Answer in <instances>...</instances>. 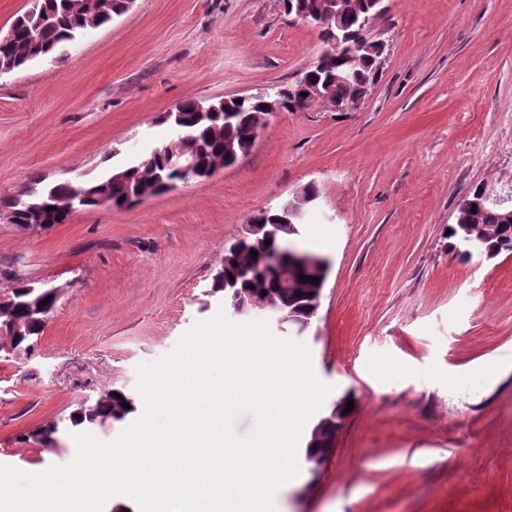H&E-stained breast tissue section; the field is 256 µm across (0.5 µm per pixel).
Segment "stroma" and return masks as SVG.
Here are the masks:
<instances>
[{
	"label": "stroma",
	"mask_w": 512,
	"mask_h": 512,
	"mask_svg": "<svg viewBox=\"0 0 512 512\" xmlns=\"http://www.w3.org/2000/svg\"><path fill=\"white\" fill-rule=\"evenodd\" d=\"M383 64L359 110L279 113L239 163L122 209L27 231L0 214V296L62 297L29 359L0 358V465L76 456L69 415L218 313L196 299L259 211L307 185L303 247L330 263L301 337L322 406L351 397L319 472L277 512H512V254L450 249L468 189L512 186V0H384ZM324 49L281 0H135L64 59L0 76V196L32 177L81 184L172 137L186 100L293 81ZM54 423L55 440H23Z\"/></svg>",
	"instance_id": "obj_1"
}]
</instances>
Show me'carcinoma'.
<instances>
[{
	"label": "carcinoma",
	"instance_id": "cac0c4a2",
	"mask_svg": "<svg viewBox=\"0 0 512 512\" xmlns=\"http://www.w3.org/2000/svg\"><path fill=\"white\" fill-rule=\"evenodd\" d=\"M286 14L298 10L324 23L322 35L326 44L333 38L357 27L359 23L372 25L378 17L373 0H282ZM34 6L14 19V38L11 43L0 46V71L9 73L31 61L51 57L70 38L89 29L104 26L112 15L125 10L124 0H95L94 9L84 12L77 7L78 0H32ZM325 69L310 71L309 79L319 86L324 99L342 104L358 97L366 86L374 84L379 69L368 54H341L323 52ZM261 97H251L239 102L218 100L209 110L201 102L186 99L176 104L173 110L161 116L163 122L175 132L174 139L182 142L192 154L195 168L192 180L208 179L210 167L216 159H224L233 166L248 155V137L261 126L266 114ZM233 113L232 119L224 113ZM160 147L138 160H128L112 167L100 177L81 185L69 181L47 183L41 177L31 179L16 194L0 197V209L16 217V223L29 224L34 229H47L64 223L74 205L84 208L101 206L108 201L120 209L138 201L143 188L153 189L158 195L171 189L177 182H185ZM483 195L480 187L473 186L460 201L456 222L451 227L450 237L466 234L482 251L497 257L512 254V222L504 218L506 206L486 201L473 208L475 201ZM286 207L265 210L255 215L252 224H279ZM257 251L252 257L251 250ZM271 247L265 242H251L245 248L230 246L220 269L212 277L206 296L217 301L232 293L247 299L264 291L276 295L280 304L292 312L293 331L300 335L310 326L312 303L319 294L320 284L302 282L295 278V287L284 285V273L265 265V255ZM53 302L42 303L28 294L26 285L13 288L11 294L0 299V325H13L19 332L6 334L14 347L30 356L35 351V339L44 331L46 318L53 312ZM121 398H116V395ZM129 403V408L121 402ZM137 410L136 398L119 389L108 391L88 406H82L70 417L71 425L90 429L108 421L122 422ZM346 418L342 412L336 422L329 423L320 432H310L305 447V460L313 472L318 471L334 442L336 432Z\"/></svg>",
	"mask_w": 512,
	"mask_h": 512
}]
</instances>
